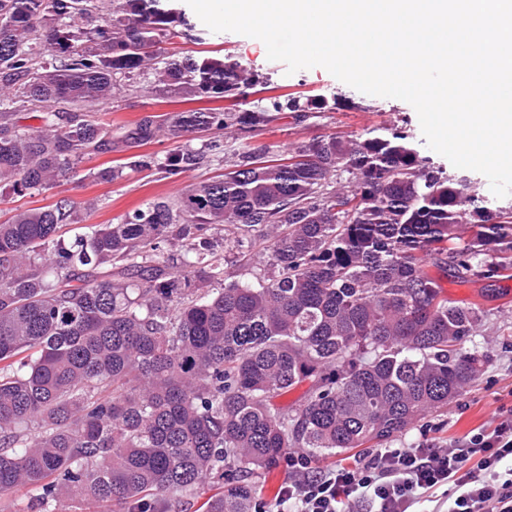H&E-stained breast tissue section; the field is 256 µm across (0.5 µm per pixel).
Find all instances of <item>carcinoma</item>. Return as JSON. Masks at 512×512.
I'll use <instances>...</instances> for the list:
<instances>
[{
    "mask_svg": "<svg viewBox=\"0 0 512 512\" xmlns=\"http://www.w3.org/2000/svg\"><path fill=\"white\" fill-rule=\"evenodd\" d=\"M1 17L0 197L51 190L112 152L127 157L97 179L219 156L224 173L68 241L91 205L0 224V497L34 489L27 512H168L208 489L202 512H252L254 478L282 455L387 441L477 379L486 355L467 343L488 314L448 298L423 260L461 283L508 277L512 204L420 156L402 125L269 156L252 140L273 121L355 104L250 99L262 81L240 62L165 51L193 34L164 0H0ZM132 88L224 107L146 113L114 134L92 109ZM32 113L38 130L22 124ZM161 137L201 145L138 152ZM210 224L239 244L270 230L259 256L274 276L209 289L225 261L199 240ZM171 234L187 242L180 270L159 250ZM306 381L299 404H275Z\"/></svg>",
    "mask_w": 512,
    "mask_h": 512,
    "instance_id": "cac0c4a2",
    "label": "carcinoma"
}]
</instances>
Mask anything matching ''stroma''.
Instances as JSON below:
<instances>
[{"mask_svg":"<svg viewBox=\"0 0 512 512\" xmlns=\"http://www.w3.org/2000/svg\"><path fill=\"white\" fill-rule=\"evenodd\" d=\"M168 4L184 13L194 27L195 38L184 42L183 50L201 56H232L264 76L278 95L292 93L325 98L342 95L355 102V109L327 112L300 124L289 118L272 123L258 141L270 146L273 153H287L297 143L326 133L341 132L356 137L383 125L398 124L410 128L413 144L421 156L434 165L447 166V159L428 147L417 113L409 103L361 93L320 66L288 73L285 63L268 59L261 40L234 32L209 30L186 0H168ZM183 107V102L177 99H163L142 91L123 92L98 105L95 113L102 123L116 130L136 122L145 112L164 114ZM222 170V165L214 161L172 177L156 169L131 173L112 182L80 175L61 181L46 192L31 191L21 197L0 198V222L17 211L69 199L91 203V212L81 216L82 224H115L154 200L179 197L185 190L209 181ZM204 236L226 257L225 280L247 282L270 276V269L259 258L243 260L240 247L234 244L236 233L233 227L214 224L208 227ZM428 273L445 288L449 298L464 299L488 311L483 332L473 339L478 350L486 354L487 361L482 374L466 392L448 408L427 413L402 437L389 440L388 445L392 448H406L425 441L444 445L463 441L470 432L494 427L502 409L512 406V277L500 280L495 290L490 291L482 281L460 284L433 267Z\"/></svg>","mask_w":512,"mask_h":512,"instance_id":"35a3bbf8","label":"stroma"}]
</instances>
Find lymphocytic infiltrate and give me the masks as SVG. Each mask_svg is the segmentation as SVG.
Masks as SVG:
<instances>
[{
	"instance_id": "1",
	"label": "lymphocytic infiltrate",
	"mask_w": 512,
	"mask_h": 512,
	"mask_svg": "<svg viewBox=\"0 0 512 512\" xmlns=\"http://www.w3.org/2000/svg\"><path fill=\"white\" fill-rule=\"evenodd\" d=\"M512 409L497 425L469 437L466 446L381 448L350 466L312 473L306 455L288 460L291 470L274 501L255 512H415L427 494L453 484L448 512H512Z\"/></svg>"
}]
</instances>
